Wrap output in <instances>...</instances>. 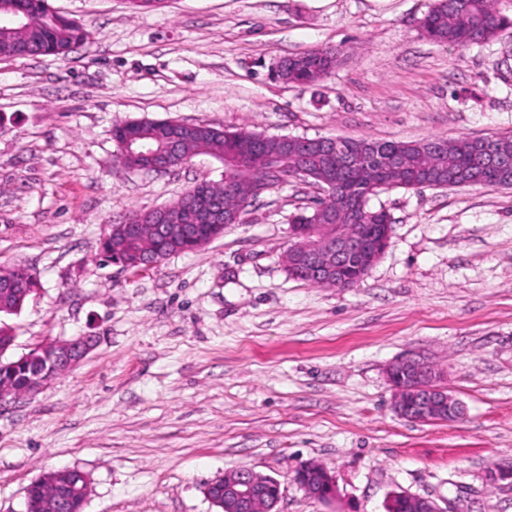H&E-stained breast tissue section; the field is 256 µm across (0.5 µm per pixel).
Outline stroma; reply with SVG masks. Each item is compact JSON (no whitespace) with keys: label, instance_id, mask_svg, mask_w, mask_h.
Returning a JSON list of instances; mask_svg holds the SVG:
<instances>
[{"label":"stroma","instance_id":"35a3bbf8","mask_svg":"<svg viewBox=\"0 0 512 512\" xmlns=\"http://www.w3.org/2000/svg\"><path fill=\"white\" fill-rule=\"evenodd\" d=\"M435 0H49L84 24L67 57L0 61V267L40 286L0 314L6 356L48 341L96 348L38 395L0 407V512H25L44 472H84V512H218L204 486L249 467L278 512H385L392 493L512 512V190L394 189L371 204L391 244L358 284L290 277L292 217L319 197L264 191L204 249L140 272L99 264L107 224L168 205L222 167L124 166L112 129L171 118L268 135L425 140L512 135V29L482 45L423 38ZM340 52L317 84L272 69ZM425 357L464 405L457 422L396 414L386 369ZM317 462L337 496L295 483Z\"/></svg>","mask_w":512,"mask_h":512}]
</instances>
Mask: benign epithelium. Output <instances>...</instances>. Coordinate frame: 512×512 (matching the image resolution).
I'll return each mask as SVG.
<instances>
[{"mask_svg": "<svg viewBox=\"0 0 512 512\" xmlns=\"http://www.w3.org/2000/svg\"><path fill=\"white\" fill-rule=\"evenodd\" d=\"M157 234L172 232L183 238L197 236L198 225L182 224L179 216L167 208L154 210ZM318 223L291 225L292 242L288 250L291 275L314 274L323 282L338 288H347L361 279L383 256L390 245L391 225L381 224L371 238L357 234L353 224H336L334 215L317 210ZM96 340L79 336L66 341L46 342L26 354L17 363L26 364L31 372L28 385L21 394L0 389V405L31 398L50 381L53 371L70 369L82 361L93 349ZM387 379L394 391V411L414 422H453L464 416V408L427 361L405 355L387 369ZM42 481L52 488L44 508L46 512H61L64 501L87 498L89 482L78 483L72 470L59 469L43 473ZM265 476L251 469L235 468L224 472L208 487L218 490L212 503L220 512H255L253 505L263 499Z\"/></svg>", "mask_w": 512, "mask_h": 512, "instance_id": "obj_1", "label": "benign epithelium"}]
</instances>
